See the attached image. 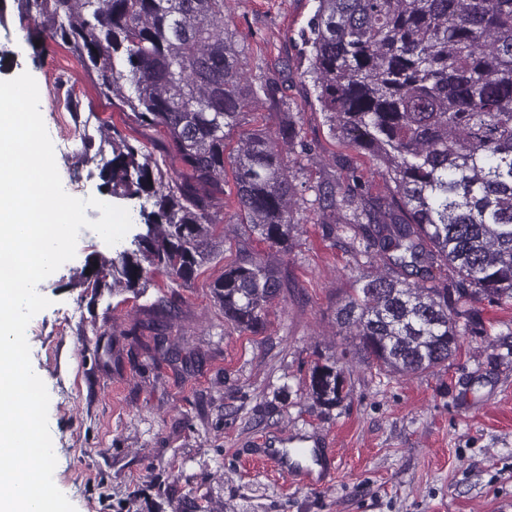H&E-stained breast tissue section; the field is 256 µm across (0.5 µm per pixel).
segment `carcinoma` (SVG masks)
<instances>
[{
    "mask_svg": "<svg viewBox=\"0 0 512 512\" xmlns=\"http://www.w3.org/2000/svg\"><path fill=\"white\" fill-rule=\"evenodd\" d=\"M16 2L49 39L80 51L100 95L138 125L163 128L183 165L168 174L166 159L112 143L104 186L153 209L140 206L146 233L101 258L91 287L109 278L140 287L143 259L175 285L191 281L216 254L227 164L240 223L290 249L297 201L285 147H311L289 124L276 140L241 129L258 93L280 102L283 88L247 82L224 0ZM317 2L304 35L317 101L331 132L371 153L394 184L372 197L353 170L345 187L318 190L329 231L344 236L357 267L372 269L354 281L337 321L356 329L378 366L423 373L448 361L463 336L486 332L476 304L512 306V0ZM286 281L288 270L244 257L210 288L226 321L256 333ZM171 305L159 300L156 317L129 332L156 331L154 361L179 360L158 331ZM343 384L342 370L317 365L309 392L332 407Z\"/></svg>",
    "mask_w": 512,
    "mask_h": 512,
    "instance_id": "carcinoma-1",
    "label": "carcinoma"
}]
</instances>
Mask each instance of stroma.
I'll use <instances>...</instances> for the list:
<instances>
[{
  "mask_svg": "<svg viewBox=\"0 0 512 512\" xmlns=\"http://www.w3.org/2000/svg\"><path fill=\"white\" fill-rule=\"evenodd\" d=\"M0 13V80L30 73L47 129L57 114L97 132L109 121L117 138L160 155L163 131L142 128L96 88L78 53L23 29L15 0ZM316 0H226L253 85L273 78L287 99L261 100L243 127L277 134L282 110L295 117L310 154L292 153L297 206L288 253L252 240L258 259L287 267L290 282L269 307L258 333L225 323L208 285L250 237L240 224L233 173L225 171L224 251L197 279L175 289L155 271L143 293L84 285L86 264L112 257L91 229L76 255L37 287L50 306L30 321L26 338L35 373L49 396L56 486L76 512H512V308L479 304L484 336L462 337L459 353L424 374L377 369L357 336L340 329L336 309L358 271L341 239L327 236L317 188L345 183L348 167L371 196L388 194L382 167L329 130L306 70L303 31ZM67 193L137 211L139 201L110 197L103 157L83 159L54 141ZM174 297L166 331L192 356L191 370L152 362L154 334L129 332L148 319L159 298ZM336 364L344 376L333 407L309 395L312 369ZM326 443L336 471L301 485L268 460L276 445Z\"/></svg>",
  "mask_w": 512,
  "mask_h": 512,
  "instance_id": "1",
  "label": "stroma"
}]
</instances>
